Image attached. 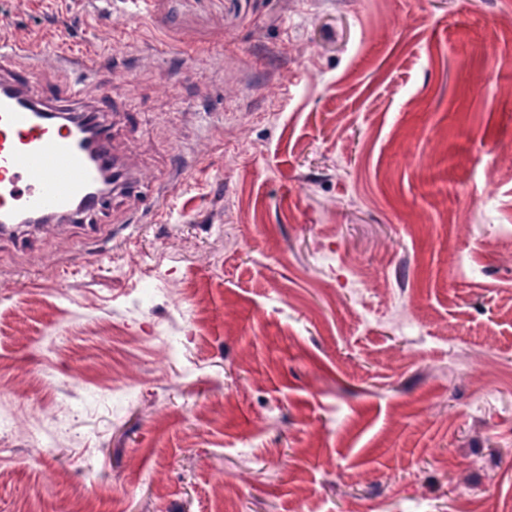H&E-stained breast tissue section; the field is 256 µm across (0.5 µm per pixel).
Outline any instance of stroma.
<instances>
[{"label":"stroma","mask_w":512,"mask_h":512,"mask_svg":"<svg viewBox=\"0 0 512 512\" xmlns=\"http://www.w3.org/2000/svg\"><path fill=\"white\" fill-rule=\"evenodd\" d=\"M47 35L140 186L0 238V512H512V0H0Z\"/></svg>","instance_id":"1"}]
</instances>
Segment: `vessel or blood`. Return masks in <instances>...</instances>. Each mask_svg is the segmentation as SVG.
Listing matches in <instances>:
<instances>
[{
	"instance_id": "obj_1",
	"label": "vessel or blood",
	"mask_w": 512,
	"mask_h": 512,
	"mask_svg": "<svg viewBox=\"0 0 512 512\" xmlns=\"http://www.w3.org/2000/svg\"><path fill=\"white\" fill-rule=\"evenodd\" d=\"M44 51L0 44V235L23 213L51 222L93 215L105 203L92 192L103 171L112 173L113 192L136 182L113 155L109 130L96 123L108 109V94H99L95 110L68 120L51 117V92L32 89Z\"/></svg>"
}]
</instances>
